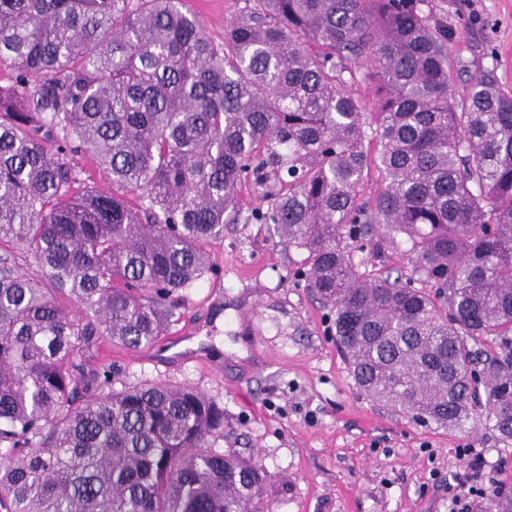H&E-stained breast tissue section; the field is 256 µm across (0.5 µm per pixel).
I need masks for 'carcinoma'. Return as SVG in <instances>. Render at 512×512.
<instances>
[{
  "instance_id": "carcinoma-1",
  "label": "carcinoma",
  "mask_w": 512,
  "mask_h": 512,
  "mask_svg": "<svg viewBox=\"0 0 512 512\" xmlns=\"http://www.w3.org/2000/svg\"><path fill=\"white\" fill-rule=\"evenodd\" d=\"M253 2L217 43L183 0H0V512H273L216 401L91 365L166 335L242 220L302 255L368 397L512 439V93L456 101L428 0Z\"/></svg>"
}]
</instances>
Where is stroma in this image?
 <instances>
[{"label":"stroma","mask_w":512,"mask_h":512,"mask_svg":"<svg viewBox=\"0 0 512 512\" xmlns=\"http://www.w3.org/2000/svg\"><path fill=\"white\" fill-rule=\"evenodd\" d=\"M245 0H185L214 41ZM454 27L450 80L464 97L492 72L512 91V0H429ZM212 270L155 345L104 347L113 384L188 385L224 409L214 447L254 457L274 512H448V485L472 482L459 452L512 490V440L480 424L424 426L367 398L336 347L333 316L270 224H228L205 245Z\"/></svg>","instance_id":"stroma-1"}]
</instances>
